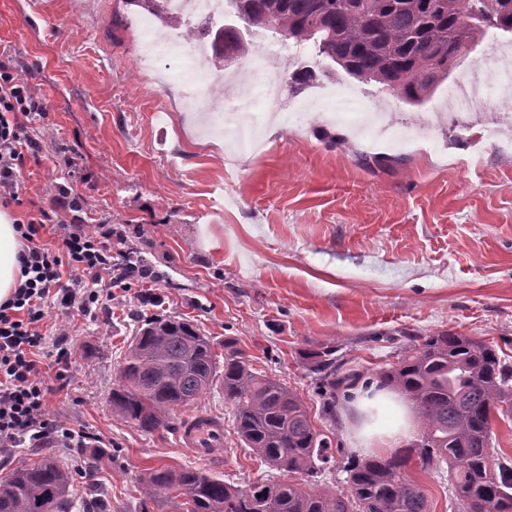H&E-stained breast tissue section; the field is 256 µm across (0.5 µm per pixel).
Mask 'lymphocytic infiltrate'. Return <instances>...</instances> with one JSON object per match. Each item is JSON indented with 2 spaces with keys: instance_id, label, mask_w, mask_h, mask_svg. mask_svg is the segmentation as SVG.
Returning <instances> with one entry per match:
<instances>
[{
  "instance_id": "obj_1",
  "label": "lymphocytic infiltrate",
  "mask_w": 512,
  "mask_h": 512,
  "mask_svg": "<svg viewBox=\"0 0 512 512\" xmlns=\"http://www.w3.org/2000/svg\"><path fill=\"white\" fill-rule=\"evenodd\" d=\"M47 110L29 82L11 62L0 59V204L20 203L21 173L27 161H40L41 142L31 135L33 116ZM35 217L16 218L21 248L17 284L0 302V447L27 443L38 448L56 442L82 448L86 434L62 427L51 414L56 392L42 366L48 320L46 305L59 301L87 313L99 303L100 288L130 291L150 277L146 267L129 265L112 253V227L85 225L77 193L59 186L37 204ZM51 229L57 245L46 244L44 229ZM71 283H64L65 272Z\"/></svg>"
}]
</instances>
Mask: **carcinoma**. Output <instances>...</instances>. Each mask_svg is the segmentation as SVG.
<instances>
[{
    "instance_id": "1",
    "label": "carcinoma",
    "mask_w": 512,
    "mask_h": 512,
    "mask_svg": "<svg viewBox=\"0 0 512 512\" xmlns=\"http://www.w3.org/2000/svg\"><path fill=\"white\" fill-rule=\"evenodd\" d=\"M239 24L213 20L192 27L172 0H125L181 36L210 39L211 62L222 70L244 57L242 27L263 28L348 76L374 81L401 101L422 105L453 72L462 50L489 29L512 33V0H228ZM325 347L307 353L317 374L322 411L352 399L364 373L343 371ZM377 388H396L412 401L418 439L388 457L344 462L346 490L317 488L313 478L334 458L335 438L317 429L288 386L253 371L249 359L224 343V360L197 325L175 316H150L129 343L112 388V413L145 433L166 426L219 383L234 407L235 429L246 447L287 479L236 487L203 468H147L139 480L156 500L183 501V512H431L423 487L407 473L446 464L448 482L463 505L478 512H512V458L492 443V424L512 422V365L493 346L443 331L375 372ZM76 472L53 458L0 478V512H71Z\"/></svg>"
}]
</instances>
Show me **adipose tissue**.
Listing matches in <instances>:
<instances>
[{"label":"adipose tissue","instance_id":"adipose-tissue-1","mask_svg":"<svg viewBox=\"0 0 512 512\" xmlns=\"http://www.w3.org/2000/svg\"><path fill=\"white\" fill-rule=\"evenodd\" d=\"M19 243L9 213L0 211V302L8 298L19 274ZM354 408L368 414L356 437L363 452L381 455L395 453L402 441L415 433L409 410L401 395L389 389L358 391Z\"/></svg>","mask_w":512,"mask_h":512}]
</instances>
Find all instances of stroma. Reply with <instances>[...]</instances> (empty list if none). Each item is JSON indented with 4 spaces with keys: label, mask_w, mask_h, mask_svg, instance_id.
I'll list each match as a JSON object with an SVG mask.
<instances>
[{
    "label": "stroma",
    "mask_w": 512,
    "mask_h": 512,
    "mask_svg": "<svg viewBox=\"0 0 512 512\" xmlns=\"http://www.w3.org/2000/svg\"><path fill=\"white\" fill-rule=\"evenodd\" d=\"M160 27L124 0H0V50L47 104L30 127L43 158L24 170L22 197L73 187L86 224L111 225L135 248L160 297L151 305L118 289L90 315L49 309L50 323L72 330L55 413L102 443L7 448L0 475L45 457L86 469L78 512H179L146 496L139 476L150 467L198 466L238 487L280 477L238 437L221 388L198 404L224 422L223 447L204 460L179 446V420L145 433L113 415L116 369L150 315L198 324L219 353L235 343L347 451L351 410H339V426L327 420L307 351L332 346L348 368L373 372L448 330L492 342L512 363V141L487 135L488 119L512 107V79L462 121L448 112L449 89L512 35L491 30L468 45L419 107L329 72L301 46L290 69H314L315 80L286 83L294 109L277 134L246 119L252 148L240 154L224 99L250 58L221 72L180 67L179 84L158 89L141 58L164 56L150 41ZM201 81L211 96L204 133L177 110L180 84ZM410 472L431 512H463L447 470Z\"/></svg>",
    "instance_id": "1"
}]
</instances>
